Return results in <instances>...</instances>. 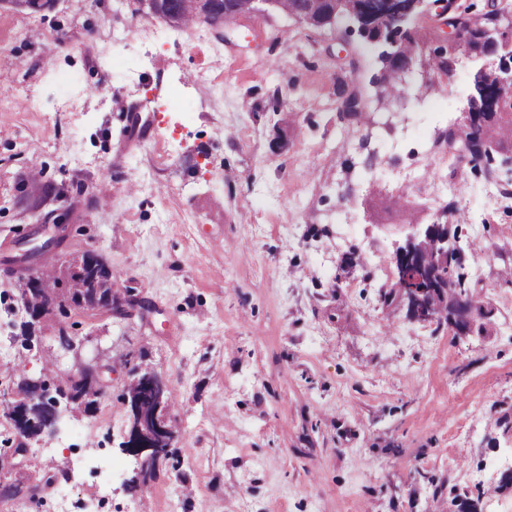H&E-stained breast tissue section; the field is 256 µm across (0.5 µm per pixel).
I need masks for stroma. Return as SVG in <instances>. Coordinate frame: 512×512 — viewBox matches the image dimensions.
I'll list each match as a JSON object with an SVG mask.
<instances>
[{
	"instance_id": "1",
	"label": "stroma",
	"mask_w": 512,
	"mask_h": 512,
	"mask_svg": "<svg viewBox=\"0 0 512 512\" xmlns=\"http://www.w3.org/2000/svg\"><path fill=\"white\" fill-rule=\"evenodd\" d=\"M347 20L281 12L223 32L133 0H0V395L68 366L66 331L105 364L92 413L62 411L0 470V512H512V172L441 138L484 60L377 106L378 50ZM362 91L360 118L341 102ZM153 110L139 146L113 97ZM482 332L412 319L381 294L394 254L446 204ZM27 264L86 249L118 279L114 312L51 311L25 342ZM161 372L175 454L155 478L122 442L131 367Z\"/></svg>"
}]
</instances>
